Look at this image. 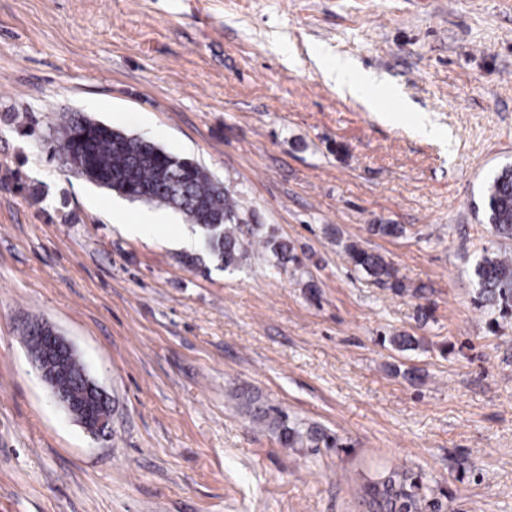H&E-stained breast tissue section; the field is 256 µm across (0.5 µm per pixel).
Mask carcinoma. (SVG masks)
<instances>
[{"label": "carcinoma", "instance_id": "1", "mask_svg": "<svg viewBox=\"0 0 512 512\" xmlns=\"http://www.w3.org/2000/svg\"><path fill=\"white\" fill-rule=\"evenodd\" d=\"M89 143L90 168L83 172L91 181L120 194L130 192L143 200L180 211L199 226L207 254L226 270L237 268L254 250L275 258V267L296 262L288 242L274 235H259V225L243 224L240 204L200 164L173 155L161 147L107 127L77 114L66 115L56 129L55 147L65 155L80 150L79 140ZM484 210L497 236L512 238V168L497 173L486 188ZM348 261L394 291L403 289L393 266L376 253L356 244L345 248ZM479 304L504 314L512 310V259L486 253L476 262ZM40 320L25 328L24 339L32 356H40L37 333ZM396 350H413L419 340L401 333L389 337ZM84 364L71 353L58 365L52 381L57 394L78 404L93 401L81 382ZM258 425L275 433L280 443L294 451L304 448H340L339 438L313 425L288 420L275 405L260 403L244 393L234 394ZM369 512H452L455 493L434 486L426 474L409 467L391 468L361 488Z\"/></svg>", "mask_w": 512, "mask_h": 512}]
</instances>
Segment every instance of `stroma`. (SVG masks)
Masks as SVG:
<instances>
[{"label": "stroma", "instance_id": "obj_1", "mask_svg": "<svg viewBox=\"0 0 512 512\" xmlns=\"http://www.w3.org/2000/svg\"><path fill=\"white\" fill-rule=\"evenodd\" d=\"M338 58L381 111L325 78ZM65 112L199 162L297 263L220 268L179 211L54 151ZM507 166L512 0H0V512H364L392 466L512 512V316L473 276L512 256L482 211ZM35 319L111 397L107 437L42 380ZM230 390L345 451L282 447ZM345 254L348 261L357 269L362 270L377 282L388 284L396 292H400L404 286L397 278L393 266L386 262L379 254L369 252L356 244L346 246Z\"/></svg>", "mask_w": 512, "mask_h": 512}]
</instances>
